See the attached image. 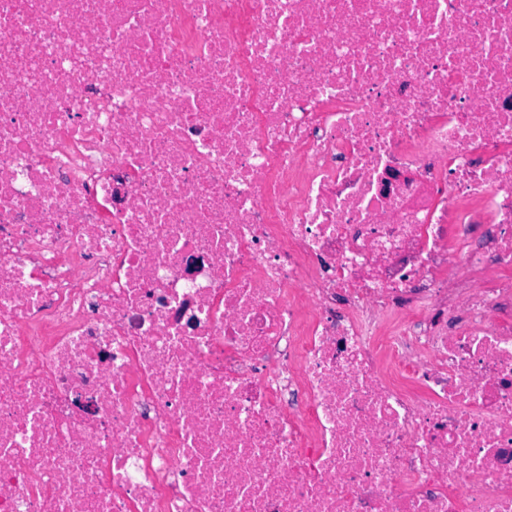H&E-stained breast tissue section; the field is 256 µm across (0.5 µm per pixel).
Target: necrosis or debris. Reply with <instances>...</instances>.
I'll use <instances>...</instances> for the list:
<instances>
[{
	"instance_id": "necrosis-or-debris-1",
	"label": "necrosis or debris",
	"mask_w": 512,
	"mask_h": 512,
	"mask_svg": "<svg viewBox=\"0 0 512 512\" xmlns=\"http://www.w3.org/2000/svg\"><path fill=\"white\" fill-rule=\"evenodd\" d=\"M0 512H512V0H0Z\"/></svg>"
}]
</instances>
